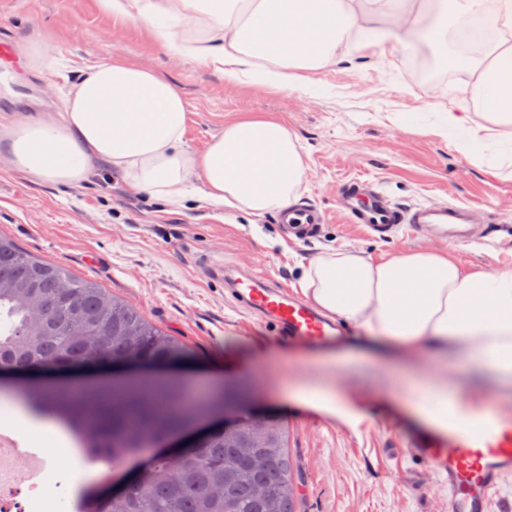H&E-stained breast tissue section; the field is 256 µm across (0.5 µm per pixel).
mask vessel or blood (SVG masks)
Masks as SVG:
<instances>
[{
  "label": "vessel or blood",
  "instance_id": "obj_1",
  "mask_svg": "<svg viewBox=\"0 0 512 512\" xmlns=\"http://www.w3.org/2000/svg\"><path fill=\"white\" fill-rule=\"evenodd\" d=\"M341 197L353 223L382 235L401 224H417L431 227L457 243L467 242L470 236L468 213L457 206L406 209L357 181L345 184ZM277 221L305 237L314 232L323 217L316 207L302 205L279 215ZM205 267L210 279L227 283L239 305L272 322L285 337L321 346L340 341L335 323L289 295L284 284L262 278L241 281L234 277L230 265L214 257L207 259ZM421 453L448 480V512H489L500 481L512 474V423L489 419L478 428L454 434L447 447L431 445L422 448Z\"/></svg>",
  "mask_w": 512,
  "mask_h": 512
}]
</instances>
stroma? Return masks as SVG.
<instances>
[{"label": "stroma", "mask_w": 512, "mask_h": 512, "mask_svg": "<svg viewBox=\"0 0 512 512\" xmlns=\"http://www.w3.org/2000/svg\"><path fill=\"white\" fill-rule=\"evenodd\" d=\"M49 33L55 61L30 71L23 54L33 31ZM17 52L13 81L35 89L26 100L0 103L1 112L38 118L64 109L78 79L77 66L123 58L156 70L177 84L188 103L185 140L204 150L225 125L242 119L280 122L297 135L308 168L300 202L326 216L308 241L288 236L275 215L233 218L188 201L180 206L138 192L103 166L79 186H56L0 170V237L75 278L104 288L182 344L175 365L195 394L208 396L226 382L256 378L260 399L286 430L298 481L297 512H448V488L438 469L418 452L440 436L410 416L392 395L388 375L363 346L361 331L344 323L338 347L290 341L235 303L200 264L215 252L238 275L254 274L296 286L302 263L326 248L361 250L389 258L409 250L445 252L465 266L512 270V248L448 243L403 227L389 238L349 223L336 202L353 179L372 183L390 201L413 208L452 203L472 209L479 226L512 230V176L498 161L497 143L484 158L461 154L436 134L437 111L468 100L472 76L459 65L432 68L421 37L405 49L360 54L339 49L336 64L303 73L293 91L262 87L249 76L225 81L213 68L188 61L145 27L114 20L100 0H0V38ZM336 371V387L350 393L358 417L344 421L297 400L295 386ZM71 381L108 380L112 368L42 366L0 382V394L25 398L31 376ZM13 431L22 447L50 453L74 447L61 424L30 416ZM81 457L54 463L45 494L57 512H71L81 487Z\"/></svg>", "instance_id": "stroma-1"}]
</instances>
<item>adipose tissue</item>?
<instances>
[{"label":"adipose tissue","instance_id":"ef3b65f1","mask_svg":"<svg viewBox=\"0 0 512 512\" xmlns=\"http://www.w3.org/2000/svg\"><path fill=\"white\" fill-rule=\"evenodd\" d=\"M102 0L113 16L142 23L164 44L230 80L294 89L300 71L336 61L342 44L369 49L361 31L381 27L396 44L425 20L444 40L449 16L475 19L466 37L479 54L462 59L481 120L468 110L439 113L436 131L459 152L479 156L499 141L512 148V0ZM203 13L209 33L180 42L186 13ZM186 102L166 77L123 59L82 69L63 112L20 119L0 113V167L56 185L87 181L105 164L129 186L171 204L197 199L231 213H277L299 196L307 165L283 124L225 126L204 151L185 141ZM298 286L325 315L384 344L400 364L410 411L439 434L495 415L496 390L512 385V270L467 268L438 252L375 260L330 249L302 266ZM298 398L324 413L355 410L331 377L300 387Z\"/></svg>","mask_w":512,"mask_h":512}]
</instances>
